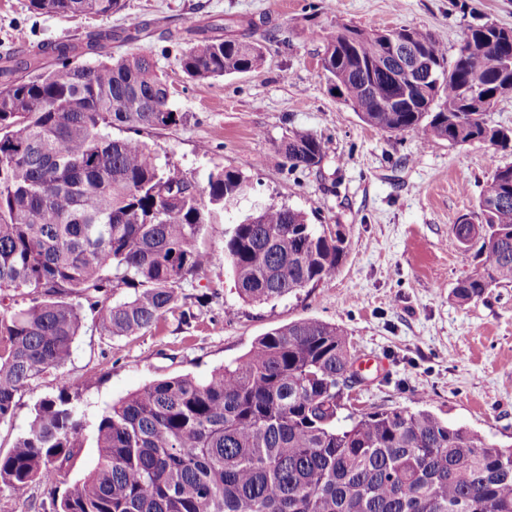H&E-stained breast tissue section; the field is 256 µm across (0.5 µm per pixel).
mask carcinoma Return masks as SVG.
Instances as JSON below:
<instances>
[{"label":"carcinoma","mask_w":512,"mask_h":512,"mask_svg":"<svg viewBox=\"0 0 512 512\" xmlns=\"http://www.w3.org/2000/svg\"><path fill=\"white\" fill-rule=\"evenodd\" d=\"M122 0H29L41 14L110 17ZM415 45L439 71L427 83L390 37ZM121 32H89L51 48L52 60L0 56V421L18 394L69 359L84 309L108 336H138L179 307V288L211 263L196 246L248 184L223 169L203 183L141 139L177 126L152 51L112 55ZM464 54L417 29L343 25L322 68L360 118L387 133L506 150L512 130L486 116L512 95V28L477 24ZM93 55L87 67L72 64ZM261 44L213 25L178 66L201 81L250 72ZM119 134H114V131ZM324 143L288 134L275 154L291 169L320 166ZM477 224L456 237L480 257L457 282L461 304L512 286V164H497ZM345 238L304 213L268 205L224 233V263L248 303L297 294L335 273ZM120 288L133 293L115 301ZM27 296L21 308L1 306ZM347 333L302 319L259 336L239 360L200 381L155 380L105 407L95 427L99 465L52 512H512V445L503 446L427 409L342 415L356 373ZM83 416L61 385L0 454L14 492L63 480L84 447Z\"/></svg>","instance_id":"carcinoma-1"}]
</instances>
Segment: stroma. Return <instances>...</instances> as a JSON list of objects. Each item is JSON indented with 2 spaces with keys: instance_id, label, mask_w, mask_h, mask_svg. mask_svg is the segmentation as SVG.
Returning a JSON list of instances; mask_svg holds the SVG:
<instances>
[{
  "instance_id": "35a3bbf8",
  "label": "stroma",
  "mask_w": 512,
  "mask_h": 512,
  "mask_svg": "<svg viewBox=\"0 0 512 512\" xmlns=\"http://www.w3.org/2000/svg\"><path fill=\"white\" fill-rule=\"evenodd\" d=\"M124 0L109 17L30 13L28 0H0V56L26 59L41 47L99 28L143 30L139 42L116 43L117 54L153 47L170 106L184 113L176 127L148 142L187 175L206 180L223 169L248 181L246 196L222 223L198 239L212 255L183 290L195 317L167 314L139 336L112 337L85 318L63 379L45 376L25 387L10 420L0 423V453L25 430L35 407L67 385L86 414L84 446L59 491L97 465V414L149 382L183 374L206 378L262 334L315 318L343 328L356 359L378 368L344 394L348 410L416 408L418 398L452 425L512 443V286L460 304L457 282L478 264L453 227L475 219L493 164L512 152L484 142L452 145L364 123L330 91L321 58L338 26L412 28L456 54L464 30L486 21L512 27V0ZM226 25L251 33L264 52L255 71L206 81L186 77L180 51L200 29ZM306 129L325 144L319 167L291 170L272 157L289 131ZM286 205L309 223L342 231L345 255L335 274L295 295L242 301L224 262V229L256 208ZM53 488L32 482L23 493L0 485V512H44Z\"/></svg>"
}]
</instances>
